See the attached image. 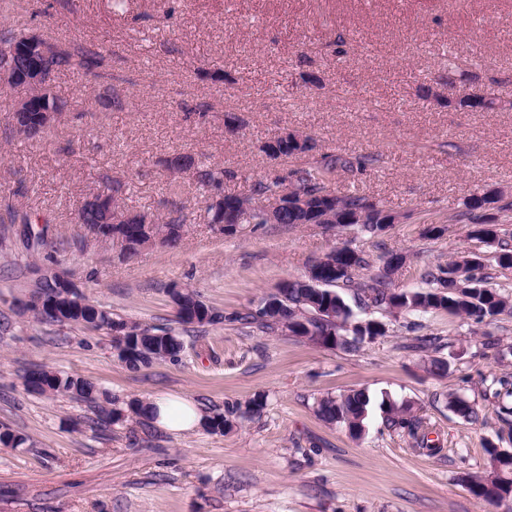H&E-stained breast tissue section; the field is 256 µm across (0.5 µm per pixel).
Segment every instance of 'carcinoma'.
Here are the masks:
<instances>
[{"label": "carcinoma", "mask_w": 512, "mask_h": 512, "mask_svg": "<svg viewBox=\"0 0 512 512\" xmlns=\"http://www.w3.org/2000/svg\"><path fill=\"white\" fill-rule=\"evenodd\" d=\"M38 41L40 37L29 31L1 30L0 68H10L20 75L29 70L40 73L42 89L35 98L34 111L59 112L62 106L49 90L54 73L63 67L75 65L85 76L96 80L100 77L98 68L102 64V55L87 47H75L71 51L57 47L47 57L36 52L29 56L21 52L22 48L34 46ZM455 104L471 110H493L498 107L496 98L476 88L455 100ZM372 161L373 157L365 154L327 153L314 168H294L287 177L278 174L265 182L250 186L245 192L226 194L224 201L233 208L240 225H259V203L276 198L286 191L295 195L302 193L313 198L314 208L308 211L294 208L285 210L278 223L290 226L309 224L327 210L336 217H353L350 225L357 228L359 233L376 237L385 227L392 225L394 216L391 210L357 192L338 195L328 187L330 177L336 171L363 173ZM165 166L172 173L192 172L193 181L209 190H219L225 180L237 177L233 171L198 163L193 156L183 153L168 156ZM121 190V183H107L102 189L85 195L74 208V223L86 230L110 226L128 242L132 241L134 234L144 233L142 224L113 223L115 210L120 208L118 194ZM496 201L499 205L495 210H512V201L498 199L493 193L487 192L481 196L473 194L466 202V211L458 215V220L472 221L475 219L474 211ZM0 204L3 205L10 223H31L29 214L18 209L7 197L0 196ZM126 212L149 219V226L155 234L161 236L163 247L175 249L180 245L186 224L183 207L173 206L162 222L148 211L128 208ZM471 236L488 244H498V265L504 269L512 268V250L508 248L507 241L498 238L494 221L480 226L473 225ZM324 258L326 261L321 264L320 270L322 283L313 285L305 277L290 280L288 287L283 289L284 298L280 300L277 311L263 315L248 311L232 317V320L250 325L263 333H275L286 328L294 337L314 345L357 352L364 343L373 341L383 331L373 326L372 319L361 323L355 318L353 310L338 292L342 287L355 290L359 308L390 316L402 312L418 315L445 312L477 325H489L505 312L512 314V298L503 296L494 289L481 287L488 278L485 267L479 257L465 251L448 262L447 267L429 269L424 273L423 279L429 284H435V287L409 291H397L389 287V281L397 269L396 263L403 260V256L398 253L387 256L383 266L373 275V284L368 288L356 285L350 275L336 273L338 267H372L370 260L356 249L345 244L332 249ZM324 307L336 312L334 320L324 321L318 317L317 312ZM36 318L49 323L91 327L104 330L108 334L117 328L134 331V335L127 337L131 349L117 354L118 359L133 370L147 367L155 361L174 360L183 349V343L172 329L142 326L93 304L86 297L80 303L71 300L64 302L62 306H47L36 314ZM440 347L441 338L423 336L412 349L429 355L428 370L440 374L447 371L448 361L430 356V353L438 351ZM24 381L26 388L34 393L69 396L87 402L93 408L98 421L108 425L133 421L144 416L143 401L134 399L121 403L79 377L35 367L27 371ZM371 407L370 396L362 390H351L339 395L327 394L315 401L316 413L321 419L330 424H341L353 434L363 431ZM380 409L388 427L404 429L411 436L418 434L420 421L411 415V405L384 400L380 403ZM486 452L490 460V471L484 475L470 476L468 487L479 498L501 503L512 498V457L500 452L495 446L486 448Z\"/></svg>", "instance_id": "obj_1"}]
</instances>
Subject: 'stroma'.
Segmentation results:
<instances>
[{"instance_id": "obj_1", "label": "stroma", "mask_w": 512, "mask_h": 512, "mask_svg": "<svg viewBox=\"0 0 512 512\" xmlns=\"http://www.w3.org/2000/svg\"><path fill=\"white\" fill-rule=\"evenodd\" d=\"M8 27L98 50L103 65L96 82L74 66L54 75L64 111L37 144L8 129L26 88L0 90V190L48 236L34 250L0 222V426L27 439L0 446V512H512V500L493 504L467 485L489 472L488 445L512 449V414L483 394L489 380L512 382V315L488 329L493 350L482 347L485 329L466 320L420 315L412 334L403 313L357 353L233 320L345 243L377 266L403 254L392 281L399 290L422 288L425 268L465 250L486 265L487 287L512 297V268L498 266L497 247L456 220L471 194L512 199V0H127L120 12L112 0H19L0 15ZM453 57L471 61L459 89L479 84L503 107L449 104ZM103 83L123 96V109L98 99ZM184 103L205 105V120L186 117ZM286 128L314 138L316 150L269 159L264 141ZM176 151L235 171L228 193L326 153L372 154L366 173L337 172L330 187L383 202L399 221L372 238L321 224L225 236L204 220L208 191L165 167ZM113 179L121 205L158 216L183 206L178 248L128 259L74 224L75 201ZM55 272L112 313L173 327L184 344L178 360L132 370L104 332L20 312L38 279ZM177 286L224 322L178 324L169 298ZM417 334L443 338L446 373H430L410 350ZM35 366L123 401L185 397L209 415L231 412L233 427L100 430L85 402L28 391L24 376ZM350 389L376 404L359 439L314 409L316 398ZM257 394L267 397L259 413H232ZM450 394L475 404L477 417L457 414ZM384 399L411 404L424 442L385 425Z\"/></svg>"}]
</instances>
